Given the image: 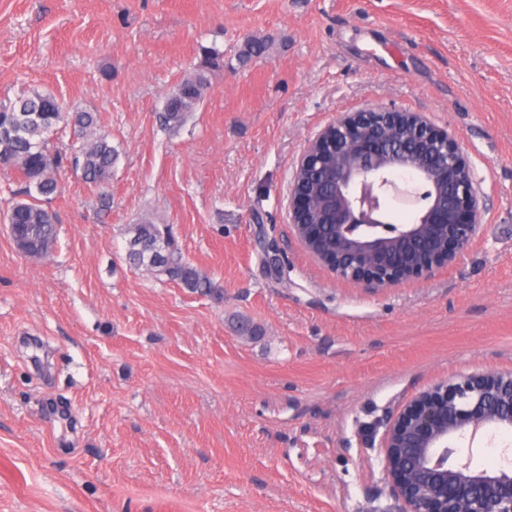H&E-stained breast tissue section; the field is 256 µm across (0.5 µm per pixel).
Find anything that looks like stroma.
I'll return each mask as SVG.
<instances>
[{"label": "stroma", "instance_id": "1", "mask_svg": "<svg viewBox=\"0 0 512 512\" xmlns=\"http://www.w3.org/2000/svg\"><path fill=\"white\" fill-rule=\"evenodd\" d=\"M206 47L224 64L169 131ZM28 88L100 113L119 160L107 211L63 175L49 258L0 226V512H399L388 422L512 371V0H0V99ZM368 107L447 130L481 207L455 261L383 287L290 221L307 143ZM145 220L210 289L125 262ZM472 466L511 470L512 429ZM224 61L223 55L217 50H205L201 65L190 78L182 81L176 91L168 97L162 124L173 131L179 130L188 118V112H194L207 93V70L219 67Z\"/></svg>", "mask_w": 512, "mask_h": 512}]
</instances>
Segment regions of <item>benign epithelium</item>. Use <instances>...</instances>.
<instances>
[{"label": "benign epithelium", "instance_id": "obj_1", "mask_svg": "<svg viewBox=\"0 0 512 512\" xmlns=\"http://www.w3.org/2000/svg\"><path fill=\"white\" fill-rule=\"evenodd\" d=\"M336 168L325 191L314 196L293 182L292 223L316 210L340 251L322 263L337 278L384 286L421 278L455 260L473 241L479 202L467 159L448 131L416 112L369 109L339 116L311 140L296 175L320 168L327 153ZM399 170L418 185L401 186ZM420 205L417 222L398 227L388 220L389 202ZM423 254L407 261L399 242ZM512 427V371L464 376L421 392L389 425L383 469L400 512H512V473L473 472L470 462L448 465L456 443L488 427Z\"/></svg>", "mask_w": 512, "mask_h": 512}]
</instances>
